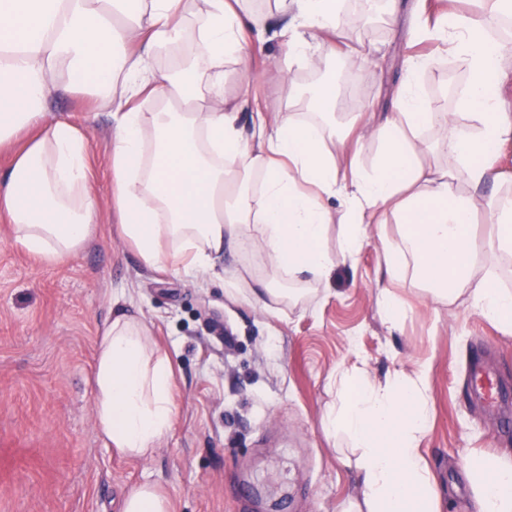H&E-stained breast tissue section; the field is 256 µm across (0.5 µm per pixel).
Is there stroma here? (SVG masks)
<instances>
[{"label":"stroma","mask_w":512,"mask_h":512,"mask_svg":"<svg viewBox=\"0 0 512 512\" xmlns=\"http://www.w3.org/2000/svg\"><path fill=\"white\" fill-rule=\"evenodd\" d=\"M415 3L396 0L394 24L359 16L348 29L350 48L380 49L361 72L339 56L293 77L282 45L266 42L251 56L252 93L279 110L291 82L309 89L331 80L336 112L390 111L404 60L436 49L410 42ZM466 81L445 56L419 75L429 99L449 112ZM46 110L88 135L99 227L67 263L51 266L14 245L11 225L0 221V512H121L144 483L170 499L171 512H344L354 476L338 458L339 439L321 425L338 400L333 376L361 361L372 380L395 369L410 374L426 360L434 418L424 454L444 512H469L464 458L511 450L512 417L476 403L468 369L485 356L512 396V338L464 302L439 309L418 293L400 328L388 329L376 291L396 225L339 265L325 296L274 314L229 297L220 281L147 266L112 207L110 112L68 88ZM116 288L140 310L174 373L173 430L145 458L106 447L95 425L98 330Z\"/></svg>","instance_id":"1"}]
</instances>
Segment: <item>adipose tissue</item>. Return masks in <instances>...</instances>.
<instances>
[{
	"label": "adipose tissue",
	"mask_w": 512,
	"mask_h": 512,
	"mask_svg": "<svg viewBox=\"0 0 512 512\" xmlns=\"http://www.w3.org/2000/svg\"><path fill=\"white\" fill-rule=\"evenodd\" d=\"M250 2L0 0V149H17L0 171V216L15 245L58 265L97 230L88 138L45 110L55 89L86 84L112 111V203L147 266L212 275L221 256L253 243L271 276L224 283L270 310L307 300L372 232L393 224L377 294L383 323L397 326L405 292L419 290L442 306L466 299L511 336L512 290L501 286L499 265L512 262V179L498 159L512 143L500 95L512 39L494 28L512 19V0H469L464 13L416 24V39L447 45L468 75L466 91L457 111H444L417 83L437 57H408L393 109L373 121L368 139L359 116L330 112L327 87L307 99L290 88L287 109L276 112L252 98L247 79L225 97V59L246 62L255 46L280 38L289 70L307 72L342 52L353 22L343 0H276L275 28ZM164 56L178 66L162 69ZM487 184L496 191L485 198ZM481 214L490 226L483 239L473 231ZM431 373L427 362L379 381L337 371L339 401L322 427L344 439L356 474L346 512H442L420 448L433 416ZM92 387L108 447L142 458L172 431V365L136 310L104 322ZM465 471L474 512H512V456L473 453Z\"/></svg>",
	"instance_id": "adipose-tissue-1"
}]
</instances>
